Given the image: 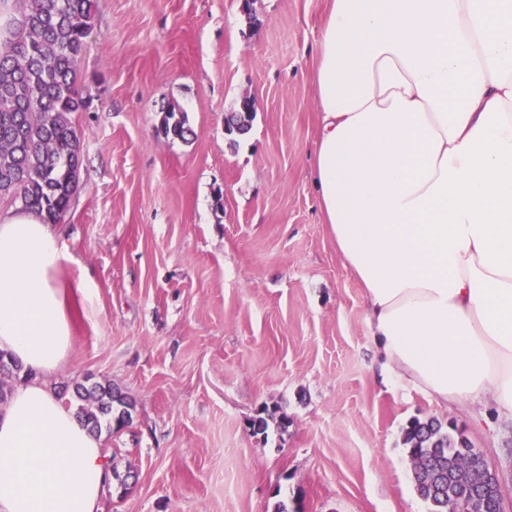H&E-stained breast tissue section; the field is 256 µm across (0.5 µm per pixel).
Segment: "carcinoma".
<instances>
[{
  "label": "carcinoma",
  "mask_w": 512,
  "mask_h": 512,
  "mask_svg": "<svg viewBox=\"0 0 512 512\" xmlns=\"http://www.w3.org/2000/svg\"><path fill=\"white\" fill-rule=\"evenodd\" d=\"M97 0H0V199L58 223L79 188L83 146L70 116L86 108L79 63L92 32ZM161 132L185 139V120L169 112ZM33 377L0 352V403L11 387L3 378ZM76 418L93 431L120 429L132 404L110 383L75 384ZM418 495L429 512L448 502L469 505L480 475L474 448L454 427L436 419L413 420L404 435ZM473 512H498L497 492L478 495Z\"/></svg>",
  "instance_id": "carcinoma-1"
}]
</instances>
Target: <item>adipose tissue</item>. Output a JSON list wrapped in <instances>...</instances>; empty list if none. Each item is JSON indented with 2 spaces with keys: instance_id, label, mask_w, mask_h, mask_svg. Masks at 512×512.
I'll return each mask as SVG.
<instances>
[{
  "instance_id": "ef3b65f1",
  "label": "adipose tissue",
  "mask_w": 512,
  "mask_h": 512,
  "mask_svg": "<svg viewBox=\"0 0 512 512\" xmlns=\"http://www.w3.org/2000/svg\"><path fill=\"white\" fill-rule=\"evenodd\" d=\"M314 186L386 365L512 420V0H330ZM65 253L0 213V351L33 373L0 411V512H102L100 437L53 392Z\"/></svg>"
}]
</instances>
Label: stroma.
Returning <instances> with one entry per match:
<instances>
[{"label":"stroma","mask_w":512,"mask_h":512,"mask_svg":"<svg viewBox=\"0 0 512 512\" xmlns=\"http://www.w3.org/2000/svg\"><path fill=\"white\" fill-rule=\"evenodd\" d=\"M326 0H98L73 114L80 188L56 229L71 349L54 385L109 382L103 512H429L403 444L415 418L480 449L512 512V422L439 405L384 366L364 291L312 185L314 50ZM250 132L224 134L242 96ZM186 140L165 138L168 111ZM269 415L268 437L248 420ZM287 431H278L280 418Z\"/></svg>","instance_id":"35a3bbf8"}]
</instances>
